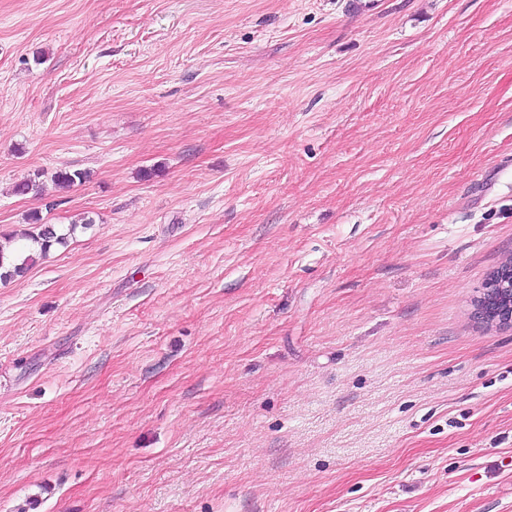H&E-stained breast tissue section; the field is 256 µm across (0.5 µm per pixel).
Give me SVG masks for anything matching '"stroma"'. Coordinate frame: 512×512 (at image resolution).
Listing matches in <instances>:
<instances>
[{
    "mask_svg": "<svg viewBox=\"0 0 512 512\" xmlns=\"http://www.w3.org/2000/svg\"><path fill=\"white\" fill-rule=\"evenodd\" d=\"M84 213L0 283V512H512V0H0V235ZM504 261L496 267L483 284V289L473 301L474 318L479 323L499 328H512V307L507 298H501L495 286L500 282L509 279L511 272L512 258ZM503 265V267H502ZM510 268V269H509Z\"/></svg>",
    "mask_w": 512,
    "mask_h": 512,
    "instance_id": "35a3bbf8",
    "label": "stroma"
}]
</instances>
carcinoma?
<instances>
[{
    "label": "carcinoma",
    "instance_id": "cac0c4a2",
    "mask_svg": "<svg viewBox=\"0 0 512 512\" xmlns=\"http://www.w3.org/2000/svg\"><path fill=\"white\" fill-rule=\"evenodd\" d=\"M89 178V172L81 169H61L52 175V182L60 189H69L77 184L85 182ZM94 223L93 218L81 216L69 225L65 233L53 224H44L37 215L32 216L34 230L24 232L21 237L27 241L26 255L14 256L8 253V248L0 244V280H7L25 273L28 267L35 262L36 256L45 254L52 245L63 244L68 236L72 235L80 225L88 226Z\"/></svg>",
    "mask_w": 512,
    "mask_h": 512
}]
</instances>
